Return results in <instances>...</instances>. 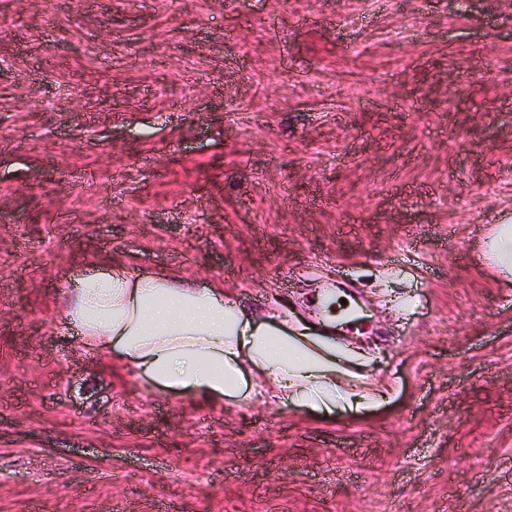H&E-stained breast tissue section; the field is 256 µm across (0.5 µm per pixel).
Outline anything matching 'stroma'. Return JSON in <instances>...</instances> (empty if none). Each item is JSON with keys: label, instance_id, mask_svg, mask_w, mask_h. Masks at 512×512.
<instances>
[{"label": "stroma", "instance_id": "obj_1", "mask_svg": "<svg viewBox=\"0 0 512 512\" xmlns=\"http://www.w3.org/2000/svg\"><path fill=\"white\" fill-rule=\"evenodd\" d=\"M512 0H0V512H512ZM112 263L336 325L323 414L159 397L62 289ZM488 254L504 275L512 274V224H497L490 238L485 240Z\"/></svg>", "mask_w": 512, "mask_h": 512}]
</instances>
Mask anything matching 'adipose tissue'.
Listing matches in <instances>:
<instances>
[{
    "mask_svg": "<svg viewBox=\"0 0 512 512\" xmlns=\"http://www.w3.org/2000/svg\"><path fill=\"white\" fill-rule=\"evenodd\" d=\"M64 294V324L82 347L140 371L160 394L220 403L246 386L261 399L318 412L387 399L381 388L341 386L334 343L252 318L217 284L113 264L77 278Z\"/></svg>",
    "mask_w": 512,
    "mask_h": 512,
    "instance_id": "adipose-tissue-1",
    "label": "adipose tissue"
}]
</instances>
